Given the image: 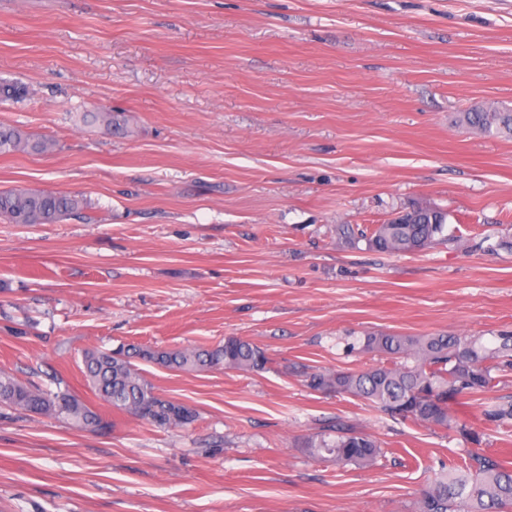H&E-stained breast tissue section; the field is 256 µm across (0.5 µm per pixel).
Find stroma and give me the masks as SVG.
Returning a JSON list of instances; mask_svg holds the SVG:
<instances>
[{
	"label": "stroma",
	"mask_w": 512,
	"mask_h": 512,
	"mask_svg": "<svg viewBox=\"0 0 512 512\" xmlns=\"http://www.w3.org/2000/svg\"><path fill=\"white\" fill-rule=\"evenodd\" d=\"M0 125L52 140L0 155V190L78 194L89 220H0V371L96 407L89 431L0 405V512H414L453 431L307 388L383 361L364 336L512 332V139L458 129L512 106V0H0ZM107 109L112 132L83 122ZM448 239L338 242L410 204ZM262 347L264 370L141 363L196 410L160 429L99 403L91 349ZM512 369L456 417L512 462ZM370 434L374 466L311 458L313 434Z\"/></svg>",
	"instance_id": "stroma-1"
}]
</instances>
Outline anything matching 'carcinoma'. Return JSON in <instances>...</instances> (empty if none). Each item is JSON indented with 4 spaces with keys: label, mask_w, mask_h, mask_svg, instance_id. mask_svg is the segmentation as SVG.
<instances>
[{
    "label": "carcinoma",
    "mask_w": 512,
    "mask_h": 512,
    "mask_svg": "<svg viewBox=\"0 0 512 512\" xmlns=\"http://www.w3.org/2000/svg\"><path fill=\"white\" fill-rule=\"evenodd\" d=\"M456 125L486 137H512V109L475 105L458 114ZM49 141L17 127L0 126V155L43 153ZM89 208L86 199L60 192L14 188L0 191V218L11 224H56ZM448 212L418 206L399 212L396 224H375L368 241L380 252H414L448 239ZM490 347L481 336H409L371 333L363 348L387 356L391 364L359 371L317 370L307 375V386L321 393H343L365 400L381 411L415 422L456 430L477 444L480 433L455 419L452 405L465 394L495 387L491 372L512 366V332L496 336ZM167 369L196 372L209 369L260 371L268 363L257 344L236 336L213 347L158 350L131 346L115 350H87L82 373L95 396L113 409L128 413L157 428L187 427L195 410L155 392L135 361ZM26 414L49 415L79 428L104 425L100 413L69 387L53 392L23 383L0 371V405ZM488 420L512 421V401L486 410ZM306 448L317 458L329 456L336 464L368 466L382 449L371 437L341 426L335 435L312 436ZM465 466L441 469L418 492L416 512H512V468L477 452L467 453Z\"/></svg>",
    "instance_id": "cac0c4a2"
}]
</instances>
